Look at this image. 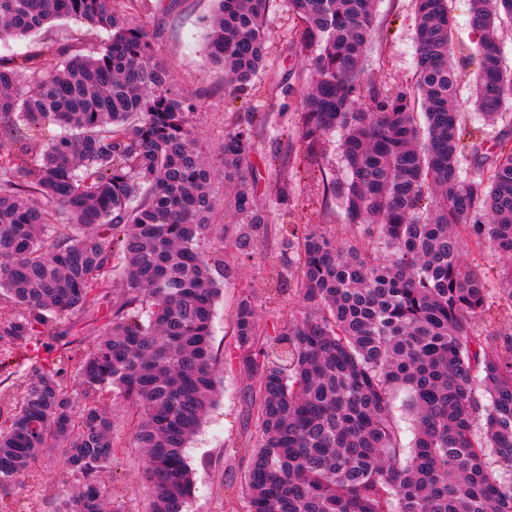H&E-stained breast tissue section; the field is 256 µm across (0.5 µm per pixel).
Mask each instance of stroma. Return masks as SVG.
<instances>
[{
	"label": "stroma",
	"mask_w": 512,
	"mask_h": 512,
	"mask_svg": "<svg viewBox=\"0 0 512 512\" xmlns=\"http://www.w3.org/2000/svg\"><path fill=\"white\" fill-rule=\"evenodd\" d=\"M212 0H138L132 16L155 36L157 58L168 74V92L183 102L198 145L213 166H220L224 136L246 134L253 145L249 164L256 198L268 222L248 252L234 245L235 232H222L223 212L212 218L215 230L201 249L224 262L222 294L215 305L212 340L224 358L216 401L186 450L195 478L187 512H249L242 490L259 432L246 398L256 380L240 363L233 316L250 298L260 325H283L304 310L291 278L274 282L276 270L288 262L284 225L297 231L317 227L336 234L341 211L324 188V177L342 174L340 132L329 133L317 161L303 155L297 136L298 108L310 82L308 63L314 46L305 44L288 0H270L266 17L264 65L244 89L228 85L221 68L205 51V20ZM455 25L450 55L460 78L458 109L484 147L512 132V119L492 121L475 105L471 87L479 65L478 36L469 26L470 0H448ZM104 36L70 20H58L45 38L0 40V57L20 58L40 52L43 41L72 50L99 46ZM416 63L413 0H378L374 34L365 61L363 87L391 93L406 85ZM465 261L484 275L489 302L500 320V342L512 341V305L497 292L499 264L480 247L468 246ZM98 404L112 417V464L103 490L114 512H147L151 498L142 459L134 446L130 410L120 396L105 390ZM81 474L65 470L54 456L43 458L33 478L11 483L9 499L26 512H58L70 491L79 489Z\"/></svg>",
	"instance_id": "35a3bbf8"
}]
</instances>
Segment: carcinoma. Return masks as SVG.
<instances>
[{"mask_svg":"<svg viewBox=\"0 0 512 512\" xmlns=\"http://www.w3.org/2000/svg\"><path fill=\"white\" fill-rule=\"evenodd\" d=\"M206 52L229 83H251L265 57L270 0H215ZM318 46L300 101L307 154L343 132L344 177L326 182L345 242L288 232L301 316L274 334L252 302L235 313L260 439L246 475L250 512H512V344L490 350L474 319L493 324L486 280L465 265L470 244L504 270L512 303V140L471 149L462 168L458 74L448 0H416L414 92L361 95L374 0H289ZM512 0H471L479 36L474 102L496 118L512 94L498 39ZM67 19L106 35L96 50L48 48L0 58V134L39 163L0 167V298L21 309L0 343L45 336L105 311L73 380L35 362L0 431V486L49 453L85 483L61 512H112L101 473L112 462V387L133 412L134 445L152 486L149 512H185L193 472L184 449L213 405L221 360L211 325L224 266L199 249L212 233L217 170L183 105L168 96L153 38L116 0H0V38H27ZM420 100L417 123L411 95ZM249 138H224L225 209L237 249L263 232ZM75 233L58 237L55 224ZM118 278V294L109 290ZM487 400L477 398V390ZM404 394L413 440L401 445L392 396Z\"/></svg>","mask_w":512,"mask_h":512,"instance_id":"obj_1","label":"carcinoma"}]
</instances>
